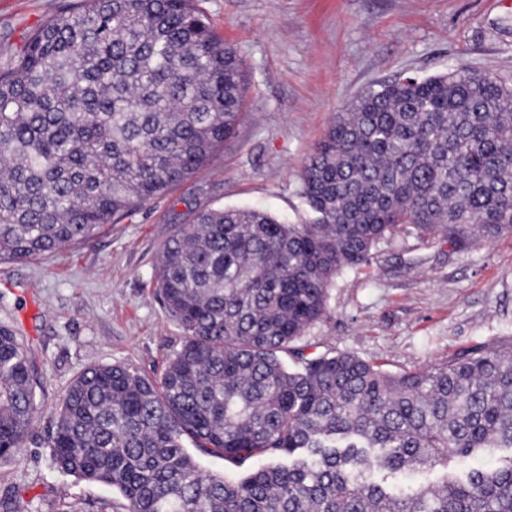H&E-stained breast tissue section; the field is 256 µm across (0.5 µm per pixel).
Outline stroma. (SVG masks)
<instances>
[{
	"label": "stroma",
	"mask_w": 512,
	"mask_h": 512,
	"mask_svg": "<svg viewBox=\"0 0 512 512\" xmlns=\"http://www.w3.org/2000/svg\"><path fill=\"white\" fill-rule=\"evenodd\" d=\"M72 0H0V65ZM243 58L245 118L210 164L97 237L38 260L0 262V326L36 371L37 409L15 458L0 460V512H124L119 492L62 474L48 439L70 381L122 362L160 373L184 336L155 290L167 238L208 208L311 214L301 172L360 91L453 70L512 84V0H198ZM400 373L491 343L512 346V232L460 250L399 228L369 264L344 270L301 340Z\"/></svg>",
	"instance_id": "35a3bbf8"
}]
</instances>
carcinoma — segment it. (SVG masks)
<instances>
[{"instance_id":"1","label":"carcinoma","mask_w":512,"mask_h":512,"mask_svg":"<svg viewBox=\"0 0 512 512\" xmlns=\"http://www.w3.org/2000/svg\"><path fill=\"white\" fill-rule=\"evenodd\" d=\"M246 93L196 0H77L39 23L0 68V261L90 240L191 178ZM302 180L310 224L205 209L164 243L156 288L183 343L154 378L122 363L76 376L54 465L119 491L126 512H512L511 348L390 373L299 345L336 276L397 228L459 248L512 231V87L464 72L382 83L336 114ZM35 410L31 361L0 327V458ZM188 441L255 466L205 472Z\"/></svg>"}]
</instances>
